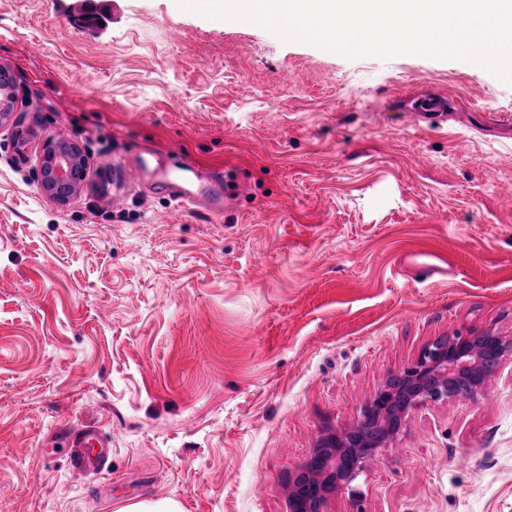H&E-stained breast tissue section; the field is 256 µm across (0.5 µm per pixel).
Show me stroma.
Wrapping results in <instances>:
<instances>
[{"mask_svg": "<svg viewBox=\"0 0 512 512\" xmlns=\"http://www.w3.org/2000/svg\"><path fill=\"white\" fill-rule=\"evenodd\" d=\"M0 0V512H289L288 475L441 336L512 339V85L350 59L177 0ZM448 97L447 118L412 100ZM78 145L68 205L41 148ZM229 167L220 217L129 182ZM120 208H113V197ZM447 270L424 277L426 254ZM96 425L101 472L49 446ZM319 512H512V360L411 412ZM84 158L69 142L50 139L42 147L37 178L44 192L59 204H67L84 177ZM118 512H182L180 504L170 498L142 500L123 506Z\"/></svg>", "mask_w": 512, "mask_h": 512, "instance_id": "obj_1", "label": "stroma"}]
</instances>
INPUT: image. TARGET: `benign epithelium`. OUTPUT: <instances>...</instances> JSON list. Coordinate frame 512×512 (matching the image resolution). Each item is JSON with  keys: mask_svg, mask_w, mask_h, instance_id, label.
I'll return each mask as SVG.
<instances>
[{"mask_svg": "<svg viewBox=\"0 0 512 512\" xmlns=\"http://www.w3.org/2000/svg\"><path fill=\"white\" fill-rule=\"evenodd\" d=\"M83 177L84 158L76 145L55 139L44 143L37 173L44 192L66 204L77 195ZM492 351L497 353L494 375L512 353V341L494 332L446 336L428 345L415 363L384 382L355 424L323 435L315 455L330 457L325 468L313 470L305 463L289 475L290 512H319L325 494L349 487L363 470L364 454L394 440L411 411L451 399L460 387L478 390L486 380L485 357Z\"/></svg>", "mask_w": 512, "mask_h": 512, "instance_id": "1", "label": "benign epithelium"}]
</instances>
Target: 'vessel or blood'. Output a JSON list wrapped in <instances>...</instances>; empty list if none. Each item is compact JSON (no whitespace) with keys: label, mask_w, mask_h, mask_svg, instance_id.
Listing matches in <instances>:
<instances>
[{"label":"vessel or blood","mask_w":512,"mask_h":512,"mask_svg":"<svg viewBox=\"0 0 512 512\" xmlns=\"http://www.w3.org/2000/svg\"><path fill=\"white\" fill-rule=\"evenodd\" d=\"M155 183L171 201L179 204L204 203L207 211L221 215L227 210L229 199L236 187L224 174L223 170H208V179L198 186L191 187L170 179L163 166H156ZM55 437L70 446L75 453L77 464L85 469L101 470L108 466L110 458V441L107 434L97 426H68L57 430Z\"/></svg>","instance_id":"vessel-or-blood-1"}]
</instances>
